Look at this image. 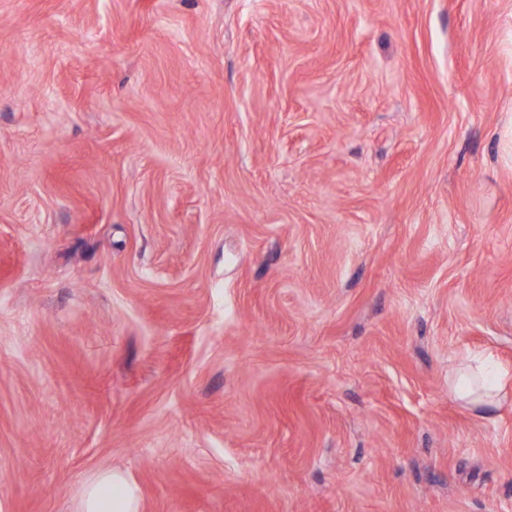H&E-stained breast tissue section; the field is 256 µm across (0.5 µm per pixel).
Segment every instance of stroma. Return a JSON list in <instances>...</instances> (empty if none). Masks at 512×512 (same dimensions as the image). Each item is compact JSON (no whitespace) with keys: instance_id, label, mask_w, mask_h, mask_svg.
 <instances>
[{"instance_id":"35a3bbf8","label":"stroma","mask_w":512,"mask_h":512,"mask_svg":"<svg viewBox=\"0 0 512 512\" xmlns=\"http://www.w3.org/2000/svg\"><path fill=\"white\" fill-rule=\"evenodd\" d=\"M512 0H0V512H512ZM512 379L486 352L469 354L448 379V392L482 414L492 413L507 395ZM481 414V415H482ZM80 512H139L138 487L117 470L98 472L79 488Z\"/></svg>"}]
</instances>
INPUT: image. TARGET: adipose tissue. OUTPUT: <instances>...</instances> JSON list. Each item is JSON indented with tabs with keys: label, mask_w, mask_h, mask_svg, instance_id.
Listing matches in <instances>:
<instances>
[{
	"label": "adipose tissue",
	"mask_w": 512,
	"mask_h": 512,
	"mask_svg": "<svg viewBox=\"0 0 512 512\" xmlns=\"http://www.w3.org/2000/svg\"><path fill=\"white\" fill-rule=\"evenodd\" d=\"M512 390V373L486 352L470 354L448 379L458 401L483 414L492 413ZM80 512H140L137 486L123 472H98L79 489Z\"/></svg>",
	"instance_id": "1"
}]
</instances>
